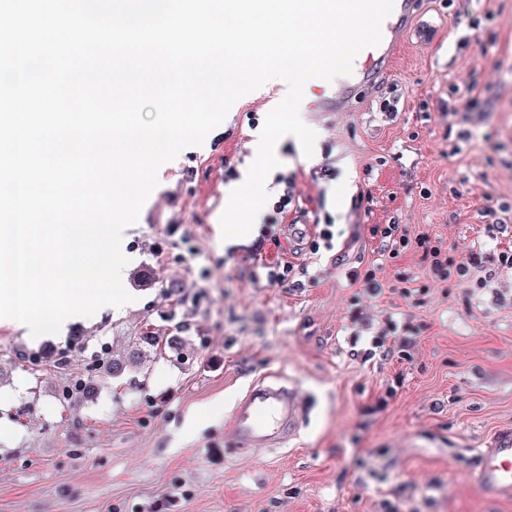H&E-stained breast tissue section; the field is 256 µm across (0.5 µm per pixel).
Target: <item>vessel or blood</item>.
Masks as SVG:
<instances>
[{
    "instance_id": "1",
    "label": "vessel or blood",
    "mask_w": 512,
    "mask_h": 512,
    "mask_svg": "<svg viewBox=\"0 0 512 512\" xmlns=\"http://www.w3.org/2000/svg\"><path fill=\"white\" fill-rule=\"evenodd\" d=\"M415 6L416 0H394V9L382 24L380 44L357 55L349 84L337 88L327 98V105L345 109L357 87L372 84L386 71ZM305 417L297 380L265 378L255 382L239 401L232 415L231 433L236 444L247 448H279L297 436ZM475 479L489 498H512V431L499 433L490 446L480 450Z\"/></svg>"
}]
</instances>
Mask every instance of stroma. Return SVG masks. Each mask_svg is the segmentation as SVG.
Listing matches in <instances>:
<instances>
[{"instance_id":"1","label":"stroma","mask_w":512,"mask_h":512,"mask_svg":"<svg viewBox=\"0 0 512 512\" xmlns=\"http://www.w3.org/2000/svg\"><path fill=\"white\" fill-rule=\"evenodd\" d=\"M329 87L307 83L301 104L313 157L292 136L276 147L297 193L278 243L228 245L220 227L280 97L267 84L161 166L122 247L134 302L41 339L0 324V512H142L158 500L164 512H512L472 478L480 448L512 429V270L495 260L512 239L490 232L512 225V0H419L386 78L341 112L316 105ZM391 95L396 111H381ZM329 217L334 249L310 254L305 238ZM374 224L483 253L486 284L429 282L418 252L382 256ZM277 260L317 284L265 286L262 266ZM369 268L386 288L377 299L346 277ZM148 322L186 339L187 355L63 398L94 352L125 349ZM397 324L416 338L410 358L364 360L370 336ZM273 375L299 381L307 419L287 447L234 449L230 414Z\"/></svg>"}]
</instances>
